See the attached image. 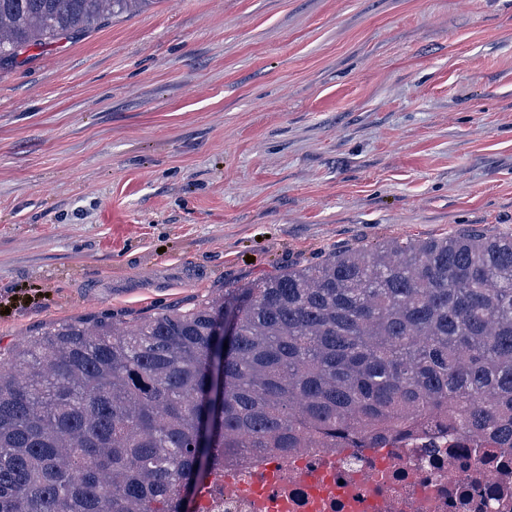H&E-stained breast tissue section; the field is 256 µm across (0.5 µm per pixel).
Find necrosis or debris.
Returning <instances> with one entry per match:
<instances>
[{"label": "necrosis or debris", "instance_id": "necrosis-or-debris-1", "mask_svg": "<svg viewBox=\"0 0 512 512\" xmlns=\"http://www.w3.org/2000/svg\"><path fill=\"white\" fill-rule=\"evenodd\" d=\"M197 512H512V448L436 428L373 448H311L229 463Z\"/></svg>", "mask_w": 512, "mask_h": 512}]
</instances>
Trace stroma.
<instances>
[{
  "label": "stroma",
  "mask_w": 512,
  "mask_h": 512,
  "mask_svg": "<svg viewBox=\"0 0 512 512\" xmlns=\"http://www.w3.org/2000/svg\"><path fill=\"white\" fill-rule=\"evenodd\" d=\"M0 68V349L392 238L512 235V0H155Z\"/></svg>",
  "instance_id": "1"
}]
</instances>
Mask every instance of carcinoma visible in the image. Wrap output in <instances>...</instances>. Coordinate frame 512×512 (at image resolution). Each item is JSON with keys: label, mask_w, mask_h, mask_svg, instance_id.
Returning a JSON list of instances; mask_svg holds the SVG:
<instances>
[{"label": "carcinoma", "mask_w": 512, "mask_h": 512, "mask_svg": "<svg viewBox=\"0 0 512 512\" xmlns=\"http://www.w3.org/2000/svg\"><path fill=\"white\" fill-rule=\"evenodd\" d=\"M154 0H0V67ZM235 326L224 342L218 320ZM220 430L199 443L208 368ZM434 421L512 444V236L335 253L125 328L62 324L0 351V512H184L255 448H369Z\"/></svg>", "instance_id": "obj_1"}]
</instances>
